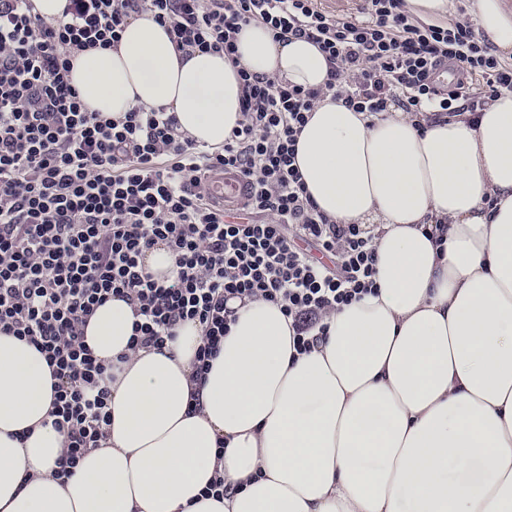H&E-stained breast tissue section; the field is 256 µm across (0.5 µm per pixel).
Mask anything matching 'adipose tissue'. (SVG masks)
Here are the masks:
<instances>
[{
    "label": "adipose tissue",
    "mask_w": 512,
    "mask_h": 512,
    "mask_svg": "<svg viewBox=\"0 0 512 512\" xmlns=\"http://www.w3.org/2000/svg\"><path fill=\"white\" fill-rule=\"evenodd\" d=\"M474 8L512 55L504 0ZM72 63L88 111L163 107L210 147L242 119L238 67L311 89L329 69L317 45L255 22L236 59L186 58L148 12ZM296 164L331 220L379 225L376 292L330 314L304 354L279 305L238 306L199 387L198 323L134 351L133 310L112 298L85 329L116 365L108 438L63 483L51 370L0 332V512H512V91L446 122L324 96ZM218 473L236 488L219 501L203 495Z\"/></svg>",
    "instance_id": "ef3b65f1"
}]
</instances>
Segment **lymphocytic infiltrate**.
<instances>
[{
	"instance_id": "f902f5d3",
	"label": "lymphocytic infiltrate",
	"mask_w": 512,
	"mask_h": 512,
	"mask_svg": "<svg viewBox=\"0 0 512 512\" xmlns=\"http://www.w3.org/2000/svg\"><path fill=\"white\" fill-rule=\"evenodd\" d=\"M150 11L180 53L237 52L242 25L276 40L304 38L329 63L323 88L306 89L239 68L243 119L224 145L197 144L162 108L120 118L86 111L68 75L78 51L115 46ZM449 67L455 84L432 82ZM512 91V64L472 21L421 22L405 0H366L337 18L317 0H68L48 20L31 0H0V332L27 339L55 380L50 415L65 433L54 476L63 481L106 440L112 373L85 341L98 306L131 305L133 346L163 348L181 322L203 331L192 380L202 384L235 320L236 304H279L297 352L326 336L327 313L374 292L375 234L321 213L295 164L298 135L323 95L369 115L397 105L453 118ZM232 171L249 189L241 221L201 190ZM165 245L175 282L142 260Z\"/></svg>"
}]
</instances>
